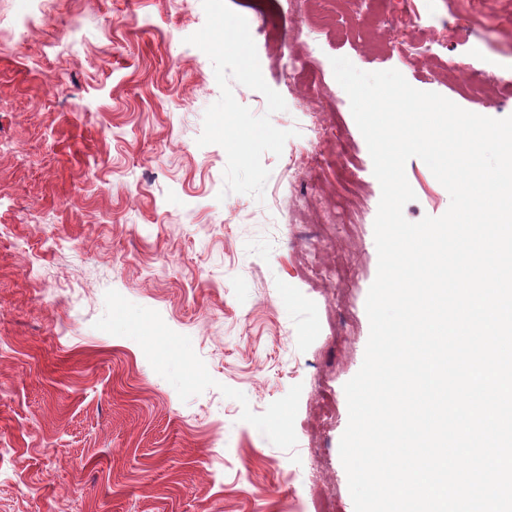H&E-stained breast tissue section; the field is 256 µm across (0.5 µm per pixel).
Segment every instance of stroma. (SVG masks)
Masks as SVG:
<instances>
[{
    "label": "stroma",
    "mask_w": 512,
    "mask_h": 512,
    "mask_svg": "<svg viewBox=\"0 0 512 512\" xmlns=\"http://www.w3.org/2000/svg\"><path fill=\"white\" fill-rule=\"evenodd\" d=\"M204 23L202 0H0V512H354L339 443L381 187L331 60L512 116V0H284L277 32L255 21L292 133L260 200L223 194L224 149L197 144L220 97L185 42ZM471 47L493 66L457 74ZM405 172V218L445 213L426 164Z\"/></svg>",
    "instance_id": "stroma-1"
}]
</instances>
